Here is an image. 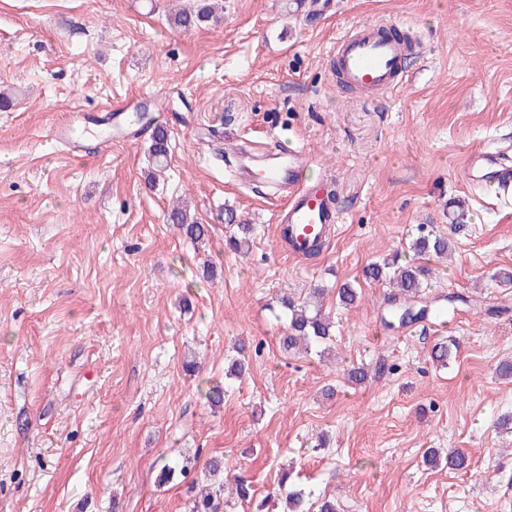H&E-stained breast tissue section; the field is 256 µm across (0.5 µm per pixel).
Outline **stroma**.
Instances as JSON below:
<instances>
[{
    "label": "stroma",
    "instance_id": "stroma-1",
    "mask_svg": "<svg viewBox=\"0 0 512 512\" xmlns=\"http://www.w3.org/2000/svg\"><path fill=\"white\" fill-rule=\"evenodd\" d=\"M188 2L0 0V512H186L212 458L259 499L287 472L343 512H512V190L462 172L475 148L512 159V0H222L219 24L171 28ZM372 22L425 52L403 88L366 97L329 55ZM75 120L94 133L79 154L51 137ZM154 124L169 158L151 187ZM281 140L311 157L307 185L331 179L342 215L312 258L224 164ZM179 203L205 242L168 221ZM228 208L253 226L238 251ZM420 224L453 244L421 298L448 304L442 335L385 328L387 287L363 275ZM317 286L331 353L285 351L278 299ZM444 338L460 348L443 368L429 355ZM241 340L260 352L238 378ZM382 359L395 371L348 381ZM429 448L467 465L429 466ZM188 454L189 478L159 484L158 459Z\"/></svg>",
    "mask_w": 512,
    "mask_h": 512
}]
</instances>
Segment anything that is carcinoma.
I'll use <instances>...</instances> for the list:
<instances>
[{"instance_id": "obj_1", "label": "carcinoma", "mask_w": 512, "mask_h": 512, "mask_svg": "<svg viewBox=\"0 0 512 512\" xmlns=\"http://www.w3.org/2000/svg\"><path fill=\"white\" fill-rule=\"evenodd\" d=\"M221 8L219 0H193L191 5L170 14L168 21L180 30L204 28L220 21L218 11ZM150 154L154 169L162 170L168 161V134L162 127H156L152 131ZM170 221L192 240H200L209 235L207 225L189 223L186 212L179 208L171 211ZM416 231L417 235L412 239L410 249L417 257H442L450 250L449 238L436 232L431 225L420 224ZM429 274L430 270L426 266L417 263L401 264L396 257L381 263H372L365 268V278L391 287L382 317L385 326L391 327L396 323L403 326L426 317L427 306L417 308L415 303ZM337 296L339 304L347 309L355 306L360 298L357 288L350 283L342 284L338 288ZM281 304L288 311L287 330L281 337L282 346L286 350L308 351L329 339L331 323L315 308L312 299L296 301L286 296L281 298ZM208 470L209 476L213 477V483L203 486L200 494L192 500L189 512H226L228 502L224 501V480L219 478L224 472L223 461L210 460ZM272 498L284 504V512H309L305 505L304 492L289 483L286 474L282 476Z\"/></svg>"}]
</instances>
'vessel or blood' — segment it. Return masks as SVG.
Masks as SVG:
<instances>
[{"instance_id": "1", "label": "vessel or blood", "mask_w": 512, "mask_h": 512, "mask_svg": "<svg viewBox=\"0 0 512 512\" xmlns=\"http://www.w3.org/2000/svg\"><path fill=\"white\" fill-rule=\"evenodd\" d=\"M417 49L415 42L384 37L376 25L352 28L338 39L332 53L336 76L362 92H392L407 81L404 61ZM307 163L304 151L287 147L275 154L270 163L258 168L283 194L277 215L278 230L295 254L304 253L313 242L326 241L333 225L341 220L328 190L302 183L300 175ZM463 173L471 183L512 186V179L499 168L497 154L481 149L467 154Z\"/></svg>"}]
</instances>
